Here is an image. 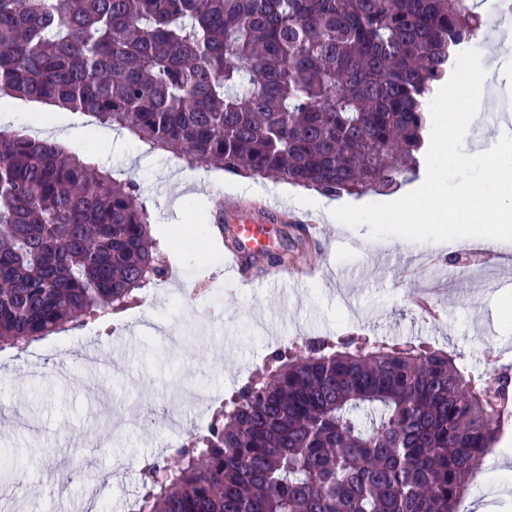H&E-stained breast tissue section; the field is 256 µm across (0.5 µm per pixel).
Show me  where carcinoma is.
Here are the masks:
<instances>
[{
  "mask_svg": "<svg viewBox=\"0 0 512 512\" xmlns=\"http://www.w3.org/2000/svg\"><path fill=\"white\" fill-rule=\"evenodd\" d=\"M465 0H0V100L80 111L191 166L328 198L417 177ZM132 183L0 132V346L126 310L167 268ZM512 376L423 342L310 339L145 470L139 512H461Z\"/></svg>",
  "mask_w": 512,
  "mask_h": 512,
  "instance_id": "obj_1",
  "label": "carcinoma"
}]
</instances>
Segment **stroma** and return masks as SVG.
Segmentation results:
<instances>
[{"instance_id":"stroma-1","label":"stroma","mask_w":512,"mask_h":512,"mask_svg":"<svg viewBox=\"0 0 512 512\" xmlns=\"http://www.w3.org/2000/svg\"><path fill=\"white\" fill-rule=\"evenodd\" d=\"M498 32L489 23L482 27L481 36L492 50L484 83L497 101L496 112L508 113L509 119L501 123L496 113H482L465 136L468 154L484 149L495 124L512 132V46L496 43ZM40 114L51 115L59 131L81 127L82 136L65 140V147L137 186L159 252L169 253L171 228L187 223L189 214L207 219L219 199L251 202L313 222L310 259L318 274L303 278L304 267L296 258L298 233L279 224L270 229L268 256L253 263V273L263 277L270 257H280L299 276L295 288H237L218 265L223 247L212 245L208 263L189 255L172 264L169 274L155 282L152 303L137 300L111 323L91 320L21 353L0 350V454L7 459L6 470L20 481L9 512H81L105 471L113 477L112 499L103 502L104 512H128L143 486L140 478L118 471V461L131 455L144 462L163 458L192 432L186 423L177 429L147 425L148 409L185 388L227 397L274 349L302 337L359 334L388 344L419 340L467 353L472 369L512 372V320L494 316L504 291L477 278L464 286L450 277L445 260L455 253L454 242L370 238L368 226L328 221L311 204L309 193L277 194L279 182L271 178L225 192L228 173L184 169L181 156L146 152L132 135L115 136L112 126L90 124L76 111L13 100L0 106V129H28ZM205 273L212 278L214 297L187 312L181 299ZM426 288L444 304L440 319L424 318L414 306ZM136 320L180 326L182 348L170 350L165 341L131 330ZM115 420L123 426L113 431L111 442L99 446L85 440L86 428H103ZM76 460L83 464L81 477L63 480Z\"/></svg>"}]
</instances>
